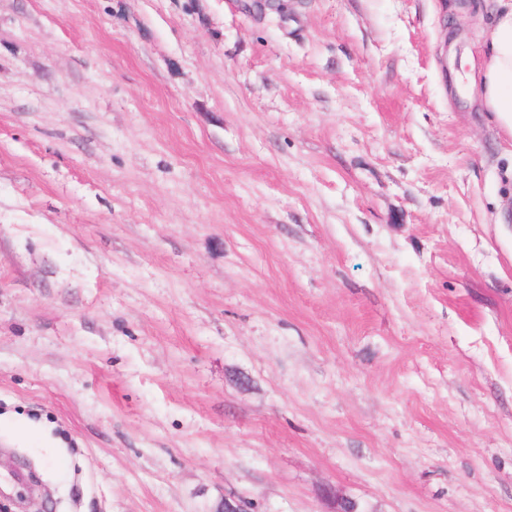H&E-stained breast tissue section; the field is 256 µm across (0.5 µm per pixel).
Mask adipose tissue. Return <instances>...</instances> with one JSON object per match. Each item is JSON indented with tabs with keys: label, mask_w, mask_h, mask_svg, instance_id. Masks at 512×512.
Returning a JSON list of instances; mask_svg holds the SVG:
<instances>
[{
	"label": "adipose tissue",
	"mask_w": 512,
	"mask_h": 512,
	"mask_svg": "<svg viewBox=\"0 0 512 512\" xmlns=\"http://www.w3.org/2000/svg\"><path fill=\"white\" fill-rule=\"evenodd\" d=\"M467 79L482 109L512 137V0H494L479 62L472 65Z\"/></svg>",
	"instance_id": "obj_1"
}]
</instances>
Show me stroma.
<instances>
[{
	"label": "stroma",
	"instance_id": "35a3bbf8",
	"mask_svg": "<svg viewBox=\"0 0 512 512\" xmlns=\"http://www.w3.org/2000/svg\"><path fill=\"white\" fill-rule=\"evenodd\" d=\"M0 0V488L26 512H512L485 0Z\"/></svg>",
	"mask_w": 512,
	"mask_h": 512
}]
</instances>
